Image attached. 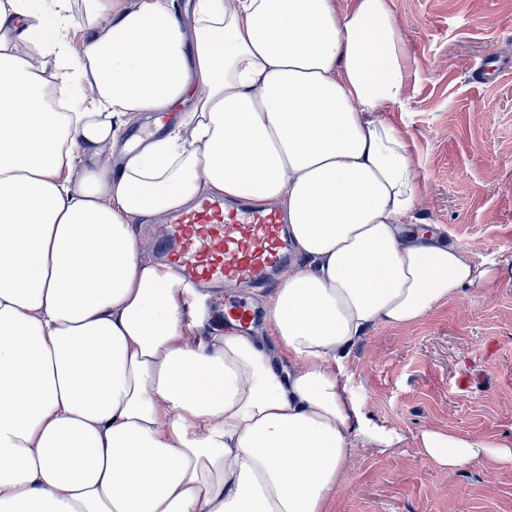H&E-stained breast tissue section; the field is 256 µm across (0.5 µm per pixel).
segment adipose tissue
<instances>
[{"mask_svg": "<svg viewBox=\"0 0 512 512\" xmlns=\"http://www.w3.org/2000/svg\"><path fill=\"white\" fill-rule=\"evenodd\" d=\"M84 2L76 60L74 0H0V512H324L355 441L397 438L335 362L489 275L417 215L384 116L409 69L390 0ZM176 109L123 142L125 119ZM203 190L277 204L306 259L266 302L278 351L231 325L188 343L194 290L139 256L133 221ZM419 446L451 470L512 463V431Z\"/></svg>", "mask_w": 512, "mask_h": 512, "instance_id": "1", "label": "adipose tissue"}]
</instances>
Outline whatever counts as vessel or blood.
Returning <instances> with one entry per match:
<instances>
[{"instance_id": "obj_1", "label": "vessel or blood", "mask_w": 512, "mask_h": 512, "mask_svg": "<svg viewBox=\"0 0 512 512\" xmlns=\"http://www.w3.org/2000/svg\"><path fill=\"white\" fill-rule=\"evenodd\" d=\"M512 67V56L497 53L483 60L472 78L490 81ZM160 261L172 265L185 282L213 289L245 285L262 292L276 285L294 262L287 226L267 205L228 203L210 195L168 217L157 228ZM227 319L251 326L256 309L243 300L230 302Z\"/></svg>"}]
</instances>
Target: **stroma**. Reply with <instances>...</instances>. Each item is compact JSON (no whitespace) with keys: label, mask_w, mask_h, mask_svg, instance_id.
Returning <instances> with one entry per match:
<instances>
[{"label":"stroma","mask_w":512,"mask_h":512,"mask_svg":"<svg viewBox=\"0 0 512 512\" xmlns=\"http://www.w3.org/2000/svg\"><path fill=\"white\" fill-rule=\"evenodd\" d=\"M409 60L406 130L421 220L465 258L495 266L423 319L369 326L340 362L352 398L399 439L361 445L327 512H512V464L451 471L417 446L421 431L487 439L512 429V71L470 72L512 53V0H392ZM512 56L510 54L496 53L483 60L474 70L472 78L477 83H487L498 72L511 68Z\"/></svg>","instance_id":"obj_1"}]
</instances>
